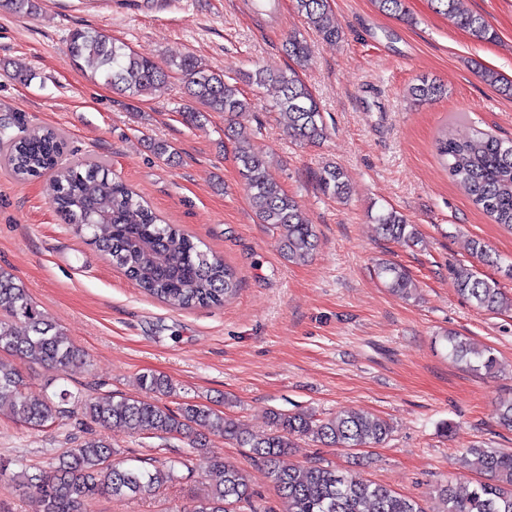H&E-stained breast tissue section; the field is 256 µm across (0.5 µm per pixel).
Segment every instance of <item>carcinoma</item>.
Returning a JSON list of instances; mask_svg holds the SVG:
<instances>
[{
  "label": "carcinoma",
  "instance_id": "cac0c4a2",
  "mask_svg": "<svg viewBox=\"0 0 512 512\" xmlns=\"http://www.w3.org/2000/svg\"><path fill=\"white\" fill-rule=\"evenodd\" d=\"M386 15L405 13L404 0H372ZM435 12L452 18L460 29L478 41H489L495 31L480 14L459 9L458 0H430ZM306 23L323 39L336 41L340 32L329 19V0H295ZM288 55L298 62L309 56L307 43L288 38ZM69 52L79 69L89 68L113 87L141 95L164 83L167 73L156 62L140 57L122 43L96 30H74ZM186 79L191 99L202 109H190L186 119L198 123L209 112L230 118L251 107L252 102L224 75L207 68L187 54L175 64ZM481 76L503 95L512 97V81L491 68ZM249 83L274 84L276 103L288 133L302 143H313L326 134L321 106L309 87L292 68L277 73L257 69L246 73ZM418 100H436L446 89L435 81L423 80L410 88ZM64 142L60 134L34 128L0 145V164L15 176L36 177L52 173L51 203L67 224L87 237L124 270L146 294L182 308L220 305L238 291L234 271L192 241L172 224H166L110 170L96 162L67 165L61 162ZM436 151L450 176L466 190L472 203L497 224L512 229V141H502L485 133L460 140L443 131ZM234 157L244 180L247 195L260 223L276 231L278 247L292 262H306L317 245V235L297 201L270 178L265 161L246 142L235 146ZM324 193L343 199L347 183L342 169L327 165L318 173ZM384 238L404 246L419 243L414 225L396 210L375 217ZM105 226L107 235L97 229ZM377 274L387 288L405 297L415 288L407 270L396 262H382ZM457 292L485 311L512 309L497 281L482 278L465 265L452 269ZM450 357L473 370L493 372L498 359L492 349L477 350L455 333L448 334ZM0 351L38 362L57 373L84 358L83 351L41 313L24 285L0 268ZM138 396L119 399L110 394L90 396L76 402L75 413L102 427L117 425L133 434L159 438L182 437L194 450L208 448L209 436L232 437L252 448L253 454L273 477L284 512H426L419 501L334 466L314 463L295 469L280 466V459L294 440L306 437L324 446L361 448L379 445L392 433L391 424L361 412L344 411L321 419L302 413L273 412V429L261 438L246 434L241 423L219 415L208 406L183 402L172 408L159 401L175 392L166 376L138 377ZM26 383L14 368L0 365V401L11 403L12 418L27 427L44 428L67 413L64 405L72 393L62 389L51 397L31 400ZM464 463L484 474V479L463 495L452 484L441 487L445 512H512V451L469 448ZM177 460L154 469L127 465L102 439L86 440L58 456L53 470L28 474L23 469L12 474L25 494L34 499L40 512H87L86 505L98 495L114 498L154 491L174 478ZM205 476L210 492L189 512H266L249 491L242 472L224 458L209 451Z\"/></svg>",
  "mask_w": 512,
  "mask_h": 512
}]
</instances>
